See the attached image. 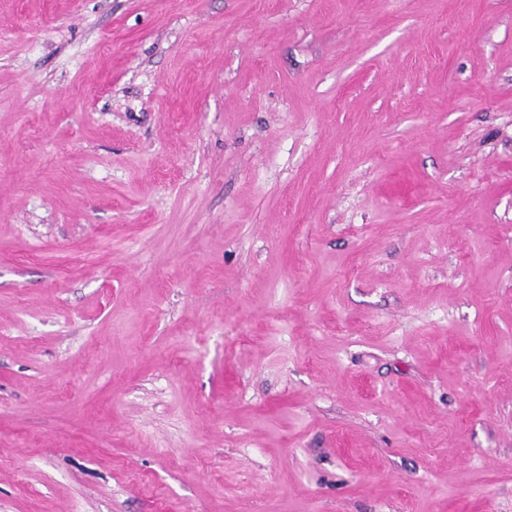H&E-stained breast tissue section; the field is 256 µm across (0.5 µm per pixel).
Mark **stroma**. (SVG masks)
<instances>
[{
  "label": "stroma",
  "mask_w": 512,
  "mask_h": 512,
  "mask_svg": "<svg viewBox=\"0 0 512 512\" xmlns=\"http://www.w3.org/2000/svg\"><path fill=\"white\" fill-rule=\"evenodd\" d=\"M0 512H512V0H0Z\"/></svg>",
  "instance_id": "obj_1"
}]
</instances>
